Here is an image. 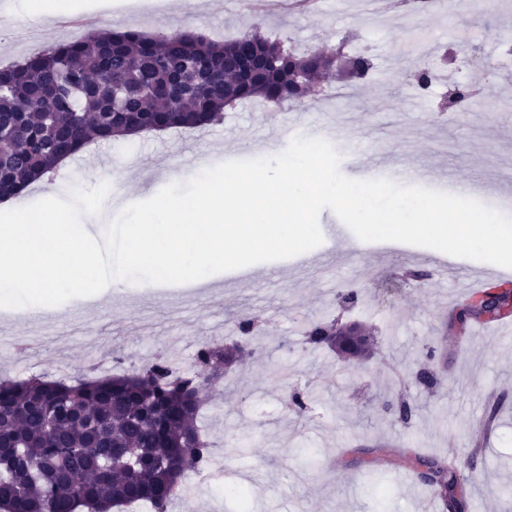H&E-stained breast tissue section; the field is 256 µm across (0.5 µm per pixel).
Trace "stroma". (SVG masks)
<instances>
[{"instance_id":"obj_1","label":"stroma","mask_w":512,"mask_h":512,"mask_svg":"<svg viewBox=\"0 0 512 512\" xmlns=\"http://www.w3.org/2000/svg\"><path fill=\"white\" fill-rule=\"evenodd\" d=\"M31 0H0V60L13 61L73 38L59 18L35 19ZM73 16L98 20L100 27H133L147 32L191 27L215 40L233 39L254 27L280 38L297 52L345 45L347 51L371 46L374 68L359 83L327 78L319 95L304 109L282 111L281 123L294 135L316 122L328 128H352L365 150L342 157L352 178H367L368 167L401 165L439 171L451 180L485 182L483 204L512 217V57L502 42L512 30V11L499 0H438L430 12L411 10L405 0H323L311 13L269 6L262 13L238 0H76ZM424 33L443 48L468 41L477 62L467 64L463 80L476 90L471 109L450 110L440 119L431 113L445 89L434 86L425 97L410 93L408 65L399 47ZM254 101L224 112L222 123L202 129L153 131L136 138L96 143L72 156L57 173L27 194L28 202L54 195L67 198L76 186L108 183L112 196L135 203L164 187L158 170L171 167L184 182L198 174L197 157L209 165L274 156L271 133ZM148 172L141 183L132 171ZM429 248L409 246L403 253L344 248L306 265L305 255L288 260L281 274L235 282L215 274L212 287L193 295L161 284L126 283L129 309L114 308L111 298L85 305L65 304L34 322L14 309L0 308V380L45 376L67 379L79 374L113 375V357L139 367L160 356L191 360L202 341L236 339L235 319L257 317L263 352L226 376L202 387L197 424L213 446L208 481L188 473L169 512H240L225 487L248 482L252 512H443L431 505L422 485H406L395 469L410 450L431 456L448 451L468 454L481 441L484 476L472 490L468 512H512V342L485 330L458 341L442 325L449 293L431 277ZM425 273V282L415 279ZM360 301L342 309L337 294L348 285ZM310 317L343 318L374 326L377 350L355 366L334 353L310 350L297 329ZM438 349L444 399H433L415 384L426 346ZM403 383L419 403L411 425L374 415L381 394ZM312 386L314 408L297 417L286 399L293 387ZM501 402L495 430L479 437L478 426L490 402ZM371 446L377 477H365L358 446ZM314 448L325 462L310 471L302 455Z\"/></svg>"}]
</instances>
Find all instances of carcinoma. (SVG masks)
<instances>
[{"instance_id":"1","label":"carcinoma","mask_w":512,"mask_h":512,"mask_svg":"<svg viewBox=\"0 0 512 512\" xmlns=\"http://www.w3.org/2000/svg\"><path fill=\"white\" fill-rule=\"evenodd\" d=\"M359 82L372 69L369 54H348ZM410 85L426 96L438 80L429 62L411 59ZM331 62L297 54L255 27L215 43L199 32L138 30L84 33L39 54L0 68V199L22 193L52 173L61 158L95 141L108 142L155 130L195 129L219 123L224 108L261 101L270 107L305 104ZM467 320L512 316V287L496 285L463 304ZM237 360L262 350L248 316L236 318ZM330 324L308 323L305 343L348 361L369 358L368 336H342L327 343ZM224 350L204 342L196 369L178 375L168 359L127 374L95 380L0 383V434L13 447L0 453V512H112L146 503L167 512L187 468L204 472L211 445L197 426L198 392L206 372ZM310 393L293 390L288 410H311ZM376 413L407 424L417 404L384 395ZM420 482L449 503H469L480 482L476 456L459 467L412 453Z\"/></svg>"}]
</instances>
